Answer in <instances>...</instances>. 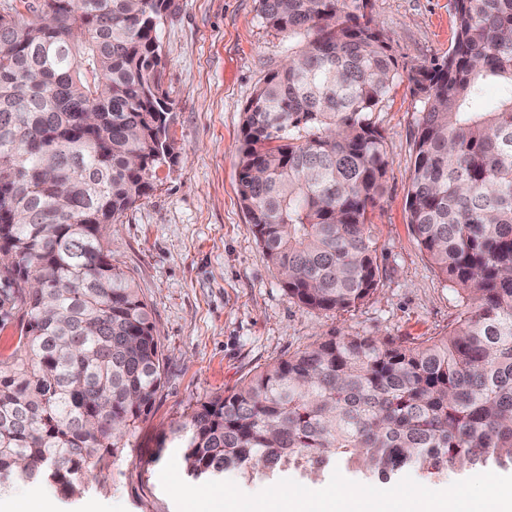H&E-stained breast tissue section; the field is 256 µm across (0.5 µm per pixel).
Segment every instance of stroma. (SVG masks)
Wrapping results in <instances>:
<instances>
[{
  "label": "stroma",
  "instance_id": "35a3bbf8",
  "mask_svg": "<svg viewBox=\"0 0 512 512\" xmlns=\"http://www.w3.org/2000/svg\"><path fill=\"white\" fill-rule=\"evenodd\" d=\"M371 13L403 75L372 114L389 160L384 194L368 211L377 292L337 314L289 299L238 193L244 108L282 69L288 36L263 23L258 0H171L159 36L177 159L109 230L113 263L150 307L163 387L127 456L88 479L77 503L41 485L22 483L16 493L49 497L53 512H176L159 475L176 451L173 428L201 402L333 332L408 342L447 332L456 301L407 222L420 103L404 75L448 50L455 19L448 0H371Z\"/></svg>",
  "mask_w": 512,
  "mask_h": 512
}]
</instances>
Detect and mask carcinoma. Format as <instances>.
<instances>
[{
    "instance_id": "cac0c4a2",
    "label": "carcinoma",
    "mask_w": 512,
    "mask_h": 512,
    "mask_svg": "<svg viewBox=\"0 0 512 512\" xmlns=\"http://www.w3.org/2000/svg\"><path fill=\"white\" fill-rule=\"evenodd\" d=\"M299 36L244 108L239 202L288 297L345 312L379 286L368 209L388 157L372 113L402 78L370 0H258ZM170 0H39L0 15V491L75 502L128 453L163 385L148 304L106 229L176 158L158 29ZM453 46L407 74L408 224L459 312L419 343L324 336L172 430L192 482L236 469L359 478L512 468V0H452ZM492 84L498 97L487 99ZM91 112L93 122L82 124Z\"/></svg>"
}]
</instances>
